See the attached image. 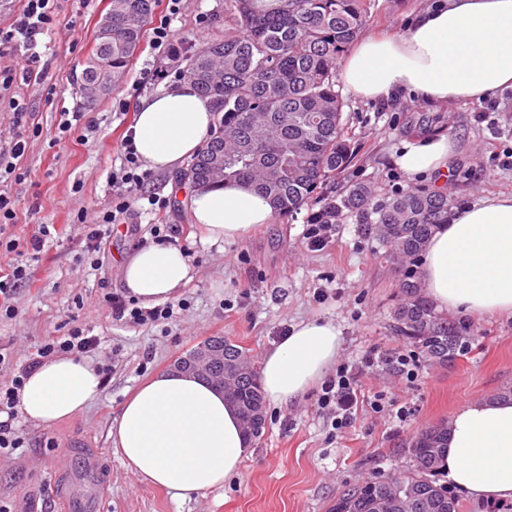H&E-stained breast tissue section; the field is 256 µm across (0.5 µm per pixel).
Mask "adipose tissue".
I'll return each instance as SVG.
<instances>
[{
  "mask_svg": "<svg viewBox=\"0 0 512 512\" xmlns=\"http://www.w3.org/2000/svg\"><path fill=\"white\" fill-rule=\"evenodd\" d=\"M341 78L362 100L406 93L440 106L492 97L512 87V0H433L403 33L358 38L342 61ZM212 126L209 99L190 82L175 81L142 102L134 143L146 168L174 171L202 147ZM452 155L447 135H427L407 143L397 163L415 178L438 176L447 174ZM190 211L213 243L244 240L275 218L268 200L239 181L193 191ZM420 276L441 311L512 316V195L453 209L426 246ZM122 279L140 306L151 308L175 299L191 281L192 267L178 247L154 243L128 258ZM340 349L333 322L291 326L261 361L267 404L283 408L305 395ZM101 388L91 363L58 355L27 377L15 409L49 424L83 411ZM111 437L139 483L178 499L223 487L250 453L223 393L180 371L140 384L122 405ZM442 464L449 484L469 498L512 500V399L467 400L450 421Z\"/></svg>",
  "mask_w": 512,
  "mask_h": 512,
  "instance_id": "ef3b65f1",
  "label": "adipose tissue"
}]
</instances>
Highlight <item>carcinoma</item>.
Segmentation results:
<instances>
[{"instance_id": "1", "label": "carcinoma", "mask_w": 512, "mask_h": 512, "mask_svg": "<svg viewBox=\"0 0 512 512\" xmlns=\"http://www.w3.org/2000/svg\"><path fill=\"white\" fill-rule=\"evenodd\" d=\"M112 46L96 43L82 77L113 91L140 48L154 0H111ZM371 0H224V37L183 42L175 53L182 73L209 98L215 116L210 139L191 158L181 179L195 187L234 180L252 184L275 216L309 205L323 185L353 159L336 90L344 53L365 29ZM224 169L213 171L214 156ZM455 198L438 190L408 188L381 202L353 184L311 212L317 224L355 218L404 266L393 307L396 331L422 362L448 366L463 355L474 333L437 311L413 266ZM224 398L236 405L245 436L263 437L264 398L258 369L246 349L224 337ZM448 422L424 426L401 443L411 469L367 479L336 497L329 512H459L458 500L439 484V460Z\"/></svg>"}]
</instances>
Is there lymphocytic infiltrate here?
I'll list each match as a JSON object with an SVG mask.
<instances>
[{
    "label": "lymphocytic infiltrate",
    "mask_w": 512,
    "mask_h": 512,
    "mask_svg": "<svg viewBox=\"0 0 512 512\" xmlns=\"http://www.w3.org/2000/svg\"><path fill=\"white\" fill-rule=\"evenodd\" d=\"M56 23V0H23L22 9L10 28L0 29V51L17 45L27 48L26 53L20 55L16 69H0V104H7L12 112L14 127L10 138L0 139V178L15 175L16 161L23 157L28 137L40 132L39 127L28 123L23 102L12 97L10 90L17 72H30L33 63L37 62L35 48L38 36L48 34ZM121 156L120 167L108 175L112 184V206L110 210L99 213L95 224L89 225L87 229L85 254L88 264L93 268L98 265L100 245L111 226L124 223L137 210L140 201H147L154 211L168 207L167 198L148 191L150 174L143 170L132 138H124ZM49 235L50 229L45 224L41 225L37 235L24 242L10 235H0V258L7 262L5 272L0 273V320L14 317L15 309L11 299L18 287L29 280L30 264L38 260ZM110 303L113 315L120 321L137 325H166L174 320V306L170 303L146 310L139 307L131 297L118 294L111 296ZM98 347L97 337L90 335L88 329L81 326L72 327L64 335L45 340L10 384L0 385V413L12 409L16 390L45 359L57 353L90 356L95 354ZM356 402L354 379L347 366H340L335 377L323 386L318 406L332 411L337 425L342 427L351 423Z\"/></svg>",
    "instance_id": "1"
}]
</instances>
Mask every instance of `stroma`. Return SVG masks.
<instances>
[{
    "label": "stroma",
    "mask_w": 512,
    "mask_h": 512,
    "mask_svg": "<svg viewBox=\"0 0 512 512\" xmlns=\"http://www.w3.org/2000/svg\"><path fill=\"white\" fill-rule=\"evenodd\" d=\"M430 3L372 0L365 32L402 33ZM109 7L110 0H57L62 24L40 37L35 74L13 89L42 133L30 138L18 162L22 180L0 183L15 200L16 219L6 232L27 239L43 224L56 231L32 262L29 282L17 290L14 318L0 321V354L6 358L0 384H9L45 340L79 324L99 339L91 361L108 368L109 375L99 397L66 420L49 425L13 420L26 445L0 451V512H61L52 479L79 476L90 456L99 461V482L81 483L80 490L99 495L94 512H328L336 497L357 483L406 471L400 443L417 428L451 419L469 398L491 397L512 386L511 316L466 317L475 334L469 350L448 366H422L416 380L383 365L384 357L407 347L390 317L402 272L367 225L350 218L320 249L310 248L303 237L306 207L260 225L245 241L211 243L190 217L189 185L178 172H155L150 186L169 199L168 208L133 215L136 231L115 228L103 241L98 269L82 263L85 231L77 217L91 222L111 207L107 173L120 162L121 140L134 125L141 100L160 87L145 79V71L179 70L152 37H145L122 84L85 106L76 78ZM223 12L224 0H184L172 27L182 41L220 35ZM344 99L353 160L327 185L326 195L357 183L381 198L418 184L435 188L434 179L412 178L396 163L412 138L411 127L421 123L456 144L442 188L459 205L512 194V166L501 163L512 153V87L496 94L498 108L489 113L480 101L434 107L411 97L362 101L348 93ZM64 112L82 114L83 136L58 138ZM154 224L170 225L177 246L191 252L192 279L182 292L188 306L165 326L125 324L115 320L108 299L125 294L122 265L151 243ZM314 319L333 322L341 331L337 361L349 366L358 393L351 424L336 427L318 407L320 387H313L288 407L267 410L266 434L233 481L189 500L138 483L114 454L112 425L126 397L146 378L171 369L176 358L211 336L227 337L261 360L290 326ZM379 395L386 403L410 406V417L399 421L375 412L371 403Z\"/></svg>",
    "instance_id": "35a3bbf8"
}]
</instances>
